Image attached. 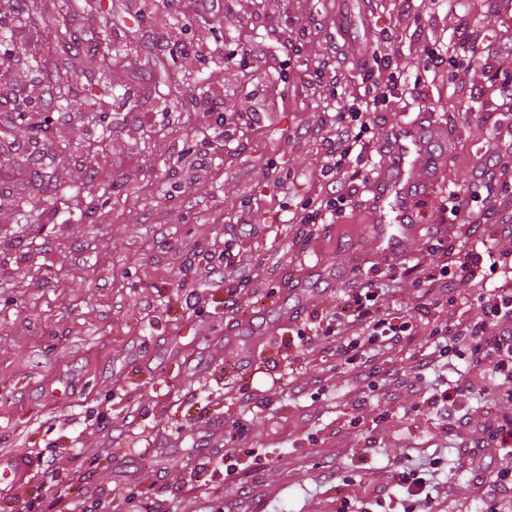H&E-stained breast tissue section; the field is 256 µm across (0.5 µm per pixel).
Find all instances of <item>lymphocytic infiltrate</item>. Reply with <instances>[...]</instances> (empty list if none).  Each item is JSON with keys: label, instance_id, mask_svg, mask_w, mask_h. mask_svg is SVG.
Wrapping results in <instances>:
<instances>
[{"label": "lymphocytic infiltrate", "instance_id": "f902f5d3", "mask_svg": "<svg viewBox=\"0 0 512 512\" xmlns=\"http://www.w3.org/2000/svg\"><path fill=\"white\" fill-rule=\"evenodd\" d=\"M381 96L369 104L347 101L336 120L308 129L309 137L325 147L321 175L324 185L315 197L302 201L291 218L300 234H310L316 224H332L341 217L357 192V172L349 171L347 160L354 149L374 152L377 140L370 135L366 110L378 107ZM498 195L494 190L462 194L450 189L444 209L450 224L436 225L439 236L469 241L465 253H452L449 261L436 263L426 256L408 258L407 275L426 300L448 302L461 297L480 272L503 271L504 284L489 289L480 299V314L465 324L434 327L428 334L430 353L416 361L413 371L395 366L404 345L415 336L419 316L392 317L384 313L379 299L382 274L358 273L347 282L346 297L334 313L320 317L315 328L327 346L326 352L344 364L355 382L378 393L384 404L395 401L400 392L417 393L425 374L435 363L476 353L477 380H465L452 387L421 396L419 405L440 420H452L465 434L456 443L459 461L467 466L473 482L482 490L484 512H512V415L501 413L482 422L461 414L457 398L462 392L479 389L489 401H512V251H501L496 239L483 236L481 228L497 217L500 235L512 237V217L497 216ZM482 448L493 449L492 459L479 456ZM404 488L413 503L404 512H444L450 493L447 486L431 483L419 471L406 467L392 470L389 480L373 481L378 496H385L391 484Z\"/></svg>", "mask_w": 512, "mask_h": 512}]
</instances>
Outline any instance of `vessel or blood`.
Wrapping results in <instances>:
<instances>
[{
  "mask_svg": "<svg viewBox=\"0 0 512 512\" xmlns=\"http://www.w3.org/2000/svg\"><path fill=\"white\" fill-rule=\"evenodd\" d=\"M390 152L397 166L393 179L388 183L383 198L375 203V239L378 250L384 254L401 252L417 227L412 224L414 164L427 149V143L417 124L403 122L388 133Z\"/></svg>",
  "mask_w": 512,
  "mask_h": 512,
  "instance_id": "1",
  "label": "vessel or blood"
}]
</instances>
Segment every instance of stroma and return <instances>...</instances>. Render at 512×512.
Segmentation results:
<instances>
[{"mask_svg": "<svg viewBox=\"0 0 512 512\" xmlns=\"http://www.w3.org/2000/svg\"><path fill=\"white\" fill-rule=\"evenodd\" d=\"M424 15L420 32L390 0H214L182 27L160 0H147L140 15L129 0H92L75 24L84 50L73 81L112 92L95 113L77 99L49 115L48 36L0 0V54L17 59L0 80V93L16 96L0 104V174L16 177L0 189V448L15 470L0 512H71L75 501L82 512H107L117 493L202 512L204 498L180 485L239 421L269 460L241 475L267 492L253 512H334L337 495H362L363 470L381 477L396 462L416 467L438 454L440 478L454 489L449 512H480L455 455V424L377 404L343 366L325 368L321 339L309 357L322 373L318 393L296 392L284 359L289 326L335 309L351 271L400 260L378 251L373 231L375 191L392 175L386 153L360 159L365 182L336 223L306 238L288 221L322 182L325 149L306 129L371 92L368 73L386 97L367 115L376 138L417 121L428 144L420 165L436 175L417 184L407 253L442 258L431 227L449 188L468 189L481 171L512 179V156L489 162L505 125L492 100L512 75V14L501 0H474L450 19L440 0H426ZM480 26L495 38L488 56L443 78L423 71L427 40L464 56L465 33ZM165 35L209 41L212 55L152 51V38ZM257 43L267 57L261 70L245 54ZM393 72L400 83L389 82ZM333 73L340 80L331 90ZM164 77L179 92L169 112L152 98ZM315 84L325 92L312 93ZM213 96L223 97V111H204ZM45 148L59 178L37 198L28 154ZM199 244L206 257L195 256ZM228 261L238 271L231 317L213 285ZM186 288L201 292L195 309L182 303ZM479 292L431 310L398 364L427 353L431 327L475 318ZM251 385L265 390L267 408L243 406L240 392ZM130 413L162 433L156 452L127 457L113 447ZM174 425L183 440L166 436ZM48 466L65 481L35 480Z\"/></svg>", "mask_w": 512, "mask_h": 512, "instance_id": "obj_1", "label": "stroma"}]
</instances>
